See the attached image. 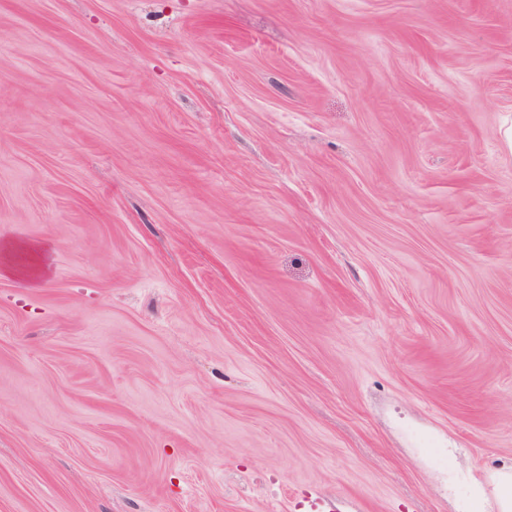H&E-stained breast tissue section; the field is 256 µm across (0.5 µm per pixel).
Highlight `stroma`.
Here are the masks:
<instances>
[{"mask_svg":"<svg viewBox=\"0 0 512 512\" xmlns=\"http://www.w3.org/2000/svg\"><path fill=\"white\" fill-rule=\"evenodd\" d=\"M0 512H461L512 465V0H0Z\"/></svg>","mask_w":512,"mask_h":512,"instance_id":"1","label":"stroma"}]
</instances>
